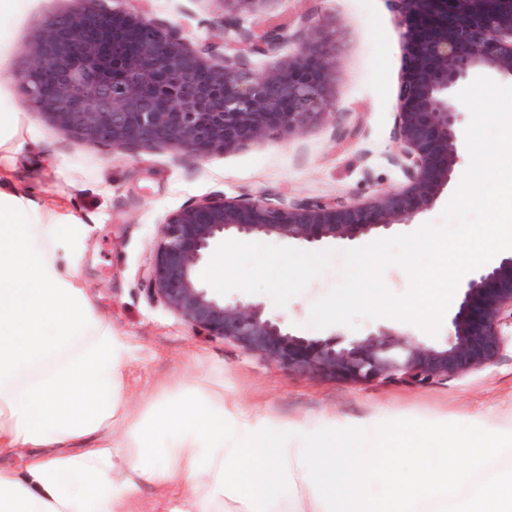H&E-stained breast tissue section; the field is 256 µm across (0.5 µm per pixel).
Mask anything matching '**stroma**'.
Wrapping results in <instances>:
<instances>
[{"instance_id": "stroma-1", "label": "stroma", "mask_w": 512, "mask_h": 512, "mask_svg": "<svg viewBox=\"0 0 512 512\" xmlns=\"http://www.w3.org/2000/svg\"><path fill=\"white\" fill-rule=\"evenodd\" d=\"M105 7L140 13L178 29L188 48L211 63L228 54L256 73L293 59L318 24L336 32L333 107L292 134L215 153L205 159L173 147L121 150L56 126L26 103L19 74L24 50L47 18L71 0H0V184L27 224H67L55 253L62 271L76 272L95 311L109 320L127 347L124 382L135 406L156 387L179 380L225 399L268 411L292 424L313 417L417 431L490 415L512 424V341L493 366L418 387L402 381L358 382L286 370L234 343L191 328L153 299L147 271L167 216L221 193L230 200L263 198L285 207L303 201L369 203L407 183L399 153L398 96L406 60L392 0H261L252 11L232 0H104ZM281 24L277 49L261 51L257 38ZM355 241L318 245L252 236L232 254L223 279L202 265L210 292L228 301L263 304L293 334L345 339L381 327L421 343L445 340L396 319H358L356 327L309 326L311 305L341 278V253Z\"/></svg>"}]
</instances>
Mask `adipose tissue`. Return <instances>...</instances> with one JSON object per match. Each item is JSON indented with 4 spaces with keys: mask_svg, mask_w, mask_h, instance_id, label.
I'll return each instance as SVG.
<instances>
[{
    "mask_svg": "<svg viewBox=\"0 0 512 512\" xmlns=\"http://www.w3.org/2000/svg\"><path fill=\"white\" fill-rule=\"evenodd\" d=\"M0 209V512H512V427L476 417L480 437L436 424L427 449L405 431L374 446L364 426L289 425L175 382L146 411L124 384L127 351L91 310L75 273L61 272L60 224H23Z\"/></svg>",
    "mask_w": 512,
    "mask_h": 512,
    "instance_id": "1",
    "label": "adipose tissue"
}]
</instances>
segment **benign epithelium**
Wrapping results in <instances>:
<instances>
[{
    "instance_id": "benign-epithelium-1",
    "label": "benign epithelium",
    "mask_w": 512,
    "mask_h": 512,
    "mask_svg": "<svg viewBox=\"0 0 512 512\" xmlns=\"http://www.w3.org/2000/svg\"><path fill=\"white\" fill-rule=\"evenodd\" d=\"M409 68L399 93L400 163L408 184L365 204L214 194L168 215L147 277L149 293L194 329L232 341L286 369L357 381L400 377L431 386L491 366L512 327V251L461 285L439 345L381 327L343 341L297 336L259 303L227 302L199 277L211 248L233 236L314 244L406 227L448 187L461 162L466 106L456 94L476 77L512 79V0H395ZM333 34L317 26L296 57L265 73L236 55L220 65L180 32L143 14L74 0L25 49L22 84L35 111L114 148L167 146L207 156L305 126L330 105ZM53 77L47 87L41 75Z\"/></svg>"
}]
</instances>
